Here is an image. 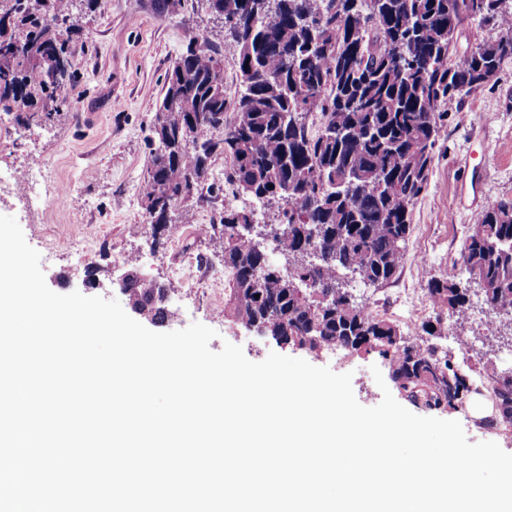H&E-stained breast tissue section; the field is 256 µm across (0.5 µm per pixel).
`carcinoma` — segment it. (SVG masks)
<instances>
[{
	"label": "carcinoma",
	"instance_id": "obj_1",
	"mask_svg": "<svg viewBox=\"0 0 512 512\" xmlns=\"http://www.w3.org/2000/svg\"><path fill=\"white\" fill-rule=\"evenodd\" d=\"M73 0H0V110L19 125L51 119L68 76ZM224 19L247 13L224 46L193 33L167 71L152 124L144 190L149 229L165 226L166 204L209 202L212 157L231 160L229 181L254 203L281 204V255L271 268L238 225L255 209L229 204L220 216L228 298L224 315L263 328L280 345L374 352L412 405L459 408L471 392L448 360L440 313L468 310L457 275L431 278V316L412 341L359 304L341 275L366 285L394 280L405 260L413 207L427 186L448 104L488 84L512 58V6L506 0H219ZM495 36L459 54L464 23ZM231 59L243 92L224 94ZM317 116L314 133L309 119ZM469 277L485 285L484 304L512 318V198L488 203L461 253ZM124 294L154 322L166 312L131 279ZM500 418L512 424V374L497 381Z\"/></svg>",
	"mask_w": 512,
	"mask_h": 512
}]
</instances>
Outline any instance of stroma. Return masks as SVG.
Here are the masks:
<instances>
[{"label":"stroma","mask_w":512,"mask_h":512,"mask_svg":"<svg viewBox=\"0 0 512 512\" xmlns=\"http://www.w3.org/2000/svg\"><path fill=\"white\" fill-rule=\"evenodd\" d=\"M73 15L80 31L68 44L70 80L66 103L48 122L23 127L14 113L0 111V167L25 176L42 165L55 184L72 188L75 205H47L36 223H29L13 195L0 200V215L14 217L27 243L41 256L48 287L59 294L86 292L88 265L99 268V296L127 304L111 282V273L131 259L149 280L172 288L169 319L153 324L169 332L199 322L217 336L212 350L224 343L239 345L254 362L276 350L274 341L226 320L212 321V309L224 306L227 286L218 263L224 240L216 225L233 189L229 162L215 156L209 179L223 193L213 201L190 204L189 222L174 219L159 244L149 242V221L143 204L150 166L148 138L164 93L165 73L184 52L191 34L208 30L211 41L224 40V29L202 11L184 9L156 14L149 0H96L86 10L76 0ZM512 197V60L484 88L465 96L440 133L428 186L412 213L413 231L398 277L373 288L353 283L358 303L380 315L403 309L407 298L427 299V282L458 263L472 224L492 200ZM80 238L91 246L88 264L77 263L66 249ZM469 300L468 317L443 310L442 323L457 329L445 343L448 357L469 379L490 380L494 371L512 368V325L480 301L481 290L468 275H459ZM299 358L337 373H351L356 400L378 405L382 392L372 366L384 361L374 353L350 352L345 362L325 351H299ZM489 411L473 416L475 403ZM459 421L469 442L493 441L512 453V426L499 422L498 409L486 388L472 390L466 404L443 412Z\"/></svg>","instance_id":"1"}]
</instances>
